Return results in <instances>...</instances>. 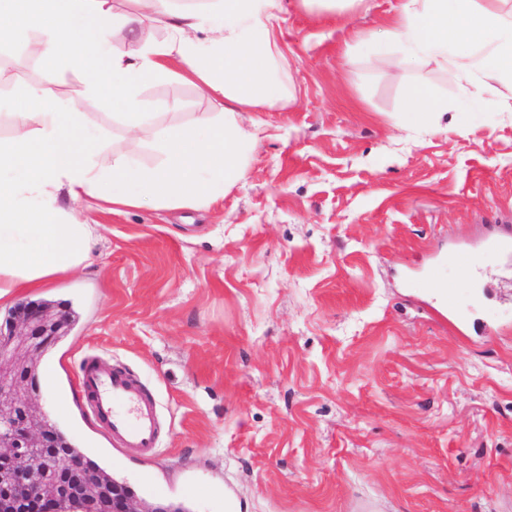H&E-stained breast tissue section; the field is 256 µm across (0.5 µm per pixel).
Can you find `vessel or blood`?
<instances>
[{
    "mask_svg": "<svg viewBox=\"0 0 512 512\" xmlns=\"http://www.w3.org/2000/svg\"><path fill=\"white\" fill-rule=\"evenodd\" d=\"M484 252L512 259V235L503 234L470 243L463 257ZM77 386L90 415L113 444L142 457L154 456L158 446L159 416L155 396L124 368L85 356L76 376Z\"/></svg>",
    "mask_w": 512,
    "mask_h": 512,
    "instance_id": "vessel-or-blood-1",
    "label": "vessel or blood"
}]
</instances>
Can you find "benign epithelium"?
<instances>
[{
    "instance_id": "benign-epithelium-1",
    "label": "benign epithelium",
    "mask_w": 512,
    "mask_h": 512,
    "mask_svg": "<svg viewBox=\"0 0 512 512\" xmlns=\"http://www.w3.org/2000/svg\"><path fill=\"white\" fill-rule=\"evenodd\" d=\"M64 314L52 306L23 304L19 320L0 332V494L4 502L36 500L43 512H57L68 499H82L85 512H140L119 483L95 486V480L61 448L48 464L38 461L53 448L51 423L28 399L31 375L38 369L42 338L55 336Z\"/></svg>"
}]
</instances>
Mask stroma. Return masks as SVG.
Listing matches in <instances>:
<instances>
[{
	"label": "stroma",
	"instance_id": "stroma-1",
	"mask_svg": "<svg viewBox=\"0 0 512 512\" xmlns=\"http://www.w3.org/2000/svg\"><path fill=\"white\" fill-rule=\"evenodd\" d=\"M399 4L287 8L272 38L296 99L253 113L242 177L203 209L83 202L93 265L18 296L75 315L38 359L33 406L143 512H512V265L452 254L512 232V92L493 81L470 102L452 71L391 66L373 34ZM8 48L16 84L75 97L76 74ZM411 84L446 111H408ZM135 96L158 123L214 109L170 76ZM78 110L103 153L160 162L150 133L133 144L113 122L110 90ZM88 352L157 398L155 461L82 412Z\"/></svg>",
	"mask_w": 512,
	"mask_h": 512
}]
</instances>
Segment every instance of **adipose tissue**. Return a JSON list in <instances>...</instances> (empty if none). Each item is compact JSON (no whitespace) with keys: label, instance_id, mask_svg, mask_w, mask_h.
<instances>
[{"label":"adipose tissue","instance_id":"obj_1","mask_svg":"<svg viewBox=\"0 0 512 512\" xmlns=\"http://www.w3.org/2000/svg\"><path fill=\"white\" fill-rule=\"evenodd\" d=\"M131 2L119 13L113 0H0V35L33 42L40 58L76 71L79 96L111 85L120 107L112 118L129 134L150 124L128 86L154 75L197 81L220 118L152 126L160 164L116 152L95 174L86 159L96 133L57 103L51 86L26 87L10 112L13 135L0 143V306L92 261L99 227L61 207L60 195L99 198L116 211L155 201L206 207L241 178L254 147L241 115L294 99L271 39L283 0H209L187 10L173 9L171 0ZM148 22L167 30L163 42L133 55L111 49V34L133 35ZM382 38L398 47L395 65L428 60L452 69L468 96H479L488 81H512V11L479 8L475 0H401Z\"/></svg>","mask_w":512,"mask_h":512}]
</instances>
